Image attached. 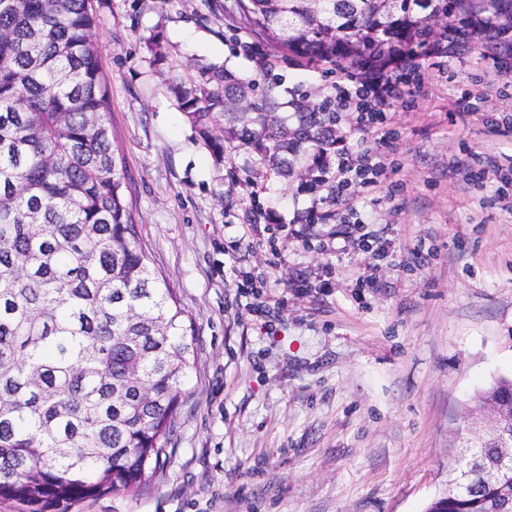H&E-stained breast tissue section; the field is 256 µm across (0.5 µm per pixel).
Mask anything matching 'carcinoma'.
<instances>
[{
    "label": "carcinoma",
    "mask_w": 512,
    "mask_h": 512,
    "mask_svg": "<svg viewBox=\"0 0 512 512\" xmlns=\"http://www.w3.org/2000/svg\"><path fill=\"white\" fill-rule=\"evenodd\" d=\"M237 0L245 27L293 64L386 79L408 59L471 47L475 28L512 31V0ZM92 0H0V498L52 512L137 493L163 468L194 357L184 310L152 270L112 144L111 100ZM167 64L161 33L148 39ZM166 88L218 164L242 151L298 187L340 144L325 101L281 99L197 63ZM512 405V378L476 397ZM512 450L455 454L424 512H494Z\"/></svg>",
    "instance_id": "1"
}]
</instances>
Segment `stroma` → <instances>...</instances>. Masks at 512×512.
I'll return each mask as SVG.
<instances>
[{"instance_id":"35a3bbf8","label":"stroma","mask_w":512,"mask_h":512,"mask_svg":"<svg viewBox=\"0 0 512 512\" xmlns=\"http://www.w3.org/2000/svg\"><path fill=\"white\" fill-rule=\"evenodd\" d=\"M115 145L150 266L192 321L196 366L162 471L70 512H423L471 434L475 392L512 375V66L420 59L388 166L343 200L286 188L246 154L215 164L147 40L325 96L339 73L289 65L236 0H95ZM490 178L477 179L479 169ZM325 223L307 224L310 210ZM361 220L368 237L343 241Z\"/></svg>"}]
</instances>
